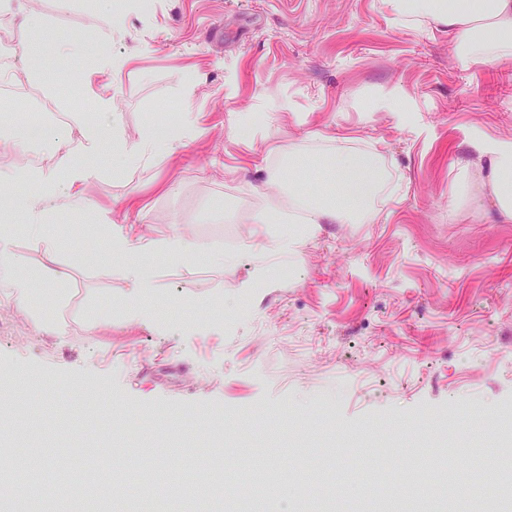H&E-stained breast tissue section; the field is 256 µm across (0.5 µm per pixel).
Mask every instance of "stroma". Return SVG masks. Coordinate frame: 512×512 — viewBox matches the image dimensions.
<instances>
[{"mask_svg":"<svg viewBox=\"0 0 512 512\" xmlns=\"http://www.w3.org/2000/svg\"><path fill=\"white\" fill-rule=\"evenodd\" d=\"M149 2L113 33L106 0H28L35 30L0 10V48L41 42L20 73L0 67V84L25 90L0 100V129L48 106L78 131L94 114L72 103L102 83L128 142L196 119L173 154L117 172L102 156L41 233L15 220L13 268L34 294L20 304L0 287V411L25 429L34 411L61 412L38 453L63 471L93 445L117 474L156 447L159 468H209L220 498L241 501L246 453L341 505L368 470L418 512H460L475 462L495 473L496 449H512V222L457 193L458 160L470 183L486 177L473 134L512 139V60L463 67L446 37L397 27L381 0ZM75 39L88 51L63 55ZM99 50L127 66L99 71ZM394 93L404 120L368 111ZM254 112L274 118L234 137ZM342 151L381 160L375 221L300 223L298 195L320 193L323 159ZM262 209L280 223H239ZM130 224L153 245L136 305L105 270L112 227ZM177 240L191 252L173 253Z\"/></svg>","mask_w":512,"mask_h":512,"instance_id":"1","label":"stroma"}]
</instances>
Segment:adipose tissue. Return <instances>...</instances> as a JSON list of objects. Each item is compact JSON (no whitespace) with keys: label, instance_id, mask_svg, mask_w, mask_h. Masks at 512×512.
<instances>
[{"label":"adipose tissue","instance_id":"adipose-tissue-1","mask_svg":"<svg viewBox=\"0 0 512 512\" xmlns=\"http://www.w3.org/2000/svg\"><path fill=\"white\" fill-rule=\"evenodd\" d=\"M397 25L419 28L447 36L461 64L466 67L493 61L512 60V0H381ZM48 155L38 166L0 163V184L25 182L34 193L25 197L21 208L29 228L40 231L60 183L82 186L98 174L94 161L103 149H110L120 165L151 160L173 153L174 141H160L156 128H146L134 144H126L119 127L103 129L84 126L79 144L60 133L47 131L39 136ZM470 149L485 158L489 173L486 184L498 214L512 221V140L481 133L469 141ZM325 176L338 184V194H323L303 201L302 219L307 224H350L367 219L382 182V172L373 154L344 152L329 157ZM150 250L131 230H116L112 251L123 257L117 274L132 295H141L150 286L144 258Z\"/></svg>","mask_w":512,"mask_h":512}]
</instances>
